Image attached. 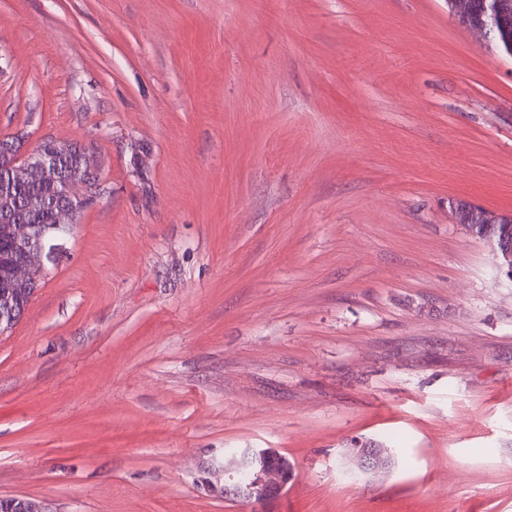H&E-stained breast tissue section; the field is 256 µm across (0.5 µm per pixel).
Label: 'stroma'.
<instances>
[{
  "label": "stroma",
  "mask_w": 512,
  "mask_h": 512,
  "mask_svg": "<svg viewBox=\"0 0 512 512\" xmlns=\"http://www.w3.org/2000/svg\"><path fill=\"white\" fill-rule=\"evenodd\" d=\"M0 137L102 187L0 335V496L512 512V280L451 214H512V59L448 0H0ZM228 448L297 479L207 495ZM365 446L367 447L362 448V442H355L353 444L354 450L350 449L358 472L362 474L375 473L391 465V459L386 448L372 446V442L365 443ZM255 456L262 460V464L254 479L247 484L240 483L238 473L253 467ZM201 472L197 483L206 492L255 505H263L279 497L296 479L288 458L272 448H247L232 457H213Z\"/></svg>",
  "instance_id": "35a3bbf8"
}]
</instances>
